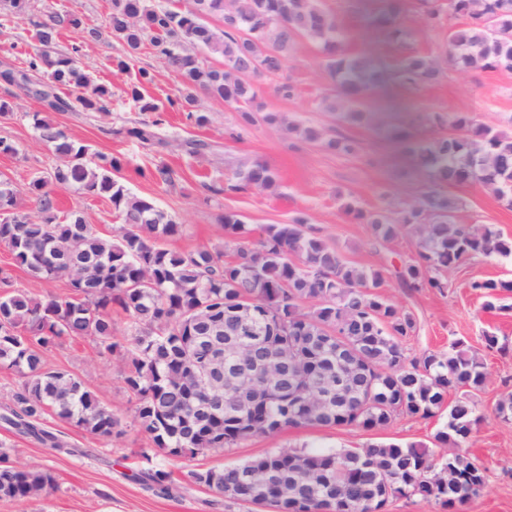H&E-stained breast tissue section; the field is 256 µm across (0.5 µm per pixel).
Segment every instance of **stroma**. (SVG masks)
<instances>
[{"label":"stroma","mask_w":512,"mask_h":512,"mask_svg":"<svg viewBox=\"0 0 512 512\" xmlns=\"http://www.w3.org/2000/svg\"><path fill=\"white\" fill-rule=\"evenodd\" d=\"M406 3L405 35L393 42L369 24L380 0H324L349 34L348 51L371 55L390 73L405 56L451 52L447 27H426L419 20L417 0ZM54 13L78 15L86 26L101 31L100 40L88 48L85 63L94 81L111 89L112 104L107 112H47L21 89L0 83V100L11 105L10 114L0 117V138L18 148L17 154H0V175L10 178L18 189L20 209L33 210L34 202L25 192L28 183L49 177L58 163L52 149L37 140L29 118L30 113L41 111L72 139L90 145L95 152L123 159L121 175L129 191L153 198L182 224V235L169 241V248L223 247L221 217L228 211L241 215L255 228L286 224L296 215H306L348 261L383 271L385 295L416 321L414 333L404 341L409 355L444 350L449 342L461 339L483 359L488 381L477 398L482 419L473 428L467 451L487 468L489 481L463 512H512V424L502 423L493 414L502 395L512 392V311H484L483 298L470 287L476 280L512 279V256L465 261L449 274L448 286L441 292L407 290L401 288L395 271L414 256L412 240L401 236L377 243L370 225L343 208L344 201L350 200L365 211L397 212L426 191L427 172L416 165L399 140L387 137L388 121L430 137L444 132L430 122V115L464 114L475 123L512 135V71L473 69L463 73L448 63L438 83L416 91L390 76L362 102V110L373 115V123L350 124L325 109L323 100L332 95L334 86L319 48L304 39L296 43L285 70L295 88L293 96L282 97L276 91V80L266 79L257 85L256 103L263 111L282 113L291 122L352 139L358 145L355 152L337 153L291 136L285 129L261 121L247 123L233 106L203 95L198 98V110L207 116V123L197 124L182 109L168 107L158 128L162 144L141 143L127 135L128 128L148 118L127 95L134 70L121 72L112 65L125 52L122 41L109 29L112 0H29L24 17L0 27V70L20 67L34 53L38 43L33 23ZM135 65L154 75L146 88L148 96L162 103L181 98L185 87L180 75L168 69L151 46L142 47ZM189 141L201 143L199 153L187 152ZM254 161L275 169L278 181L274 187L210 193V186L223 185L233 169ZM160 165L174 170L173 184L155 180L153 172ZM446 191L461 203L459 223L486 224L512 239V207L490 190L467 183L447 186ZM55 196L59 215L83 212L104 236H111L120 224L107 198L90 197L72 187L56 188ZM488 331L506 343V350L486 349L483 335ZM48 362L80 377L120 418L122 432L104 440L49 414L44 426L69 444L68 450L59 451L0 425V444L11 462L42 464L57 485L55 491L39 499H0V512H247L246 506L191 483L187 472L239 463L273 448H360L379 440L430 447L443 424L439 417L426 420L401 415L379 431L304 427L193 458L171 461L158 455L155 463L171 474L170 488L164 491L142 484L137 477L148 441L134 424L136 400L125 388L120 357L99 356L95 342L89 339L67 340L49 352Z\"/></svg>","instance_id":"stroma-1"}]
</instances>
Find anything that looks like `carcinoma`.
<instances>
[{
	"mask_svg": "<svg viewBox=\"0 0 512 512\" xmlns=\"http://www.w3.org/2000/svg\"><path fill=\"white\" fill-rule=\"evenodd\" d=\"M186 11L166 0H112V35L127 47L116 67L130 69L149 39L155 53L176 71L187 87L185 107H196L195 92L236 106L246 122L256 118L252 104L256 82L283 75L288 56L300 38L316 42L325 68L337 84L346 119L361 121L366 93L387 78L370 57L348 55L344 34L323 0H192ZM27 0H0V26L22 17ZM405 0H382L373 24L391 40L402 35ZM218 15L224 29L208 25ZM421 22L431 28L448 20V43L458 70L512 71V0H423ZM82 33L63 54L57 50L60 29ZM37 52L15 71L14 85L54 112H106L112 93L92 81L84 60L98 31L85 27L75 14L51 15L35 23ZM217 53L221 67L207 66L197 50ZM444 73L441 62L413 55L400 65L402 81L411 86L435 83ZM153 77L138 69V84L129 97L141 112H161L163 105L141 91ZM69 91L63 97L57 90ZM261 120L283 125L286 118L268 112ZM38 139L61 160L50 178H35L26 192L35 209L17 208L18 191L0 178V246L25 270L32 287L13 288L7 278L0 294V369L22 375L12 396L13 407L0 419L18 433L61 450L68 447L43 426L44 416L95 436L122 433L121 420L81 379L49 365L47 355L66 339H91L98 354L124 351L130 371L124 376L135 397V423L153 450L166 457H185L232 448L255 437L289 428L344 426L365 431L387 427L400 415L434 418L447 413L435 434L439 447L466 444L478 421L476 397L486 385L483 360L462 340L448 350L421 359L407 355L402 339L416 327L414 317L379 292L380 270L350 264L327 242L308 218L289 224H267L256 240L241 216L222 217L224 244L234 245V258L224 251L200 247L177 251L167 242L183 232L174 216L147 198L136 196L120 181L123 161L93 152L71 139L56 124L31 115ZM288 124V123H286ZM159 121L143 122L127 134L143 143L160 140ZM452 133L427 142L407 141L406 151L428 170L435 186L415 203L392 216L364 213L356 218L372 226L378 242L399 234L413 239L416 258L396 272L403 287H448L446 274L477 256L512 255V239L489 225L459 224L457 199L437 189L441 184L478 182L512 205V137L478 125L463 114L449 121ZM302 138L351 153L352 141L326 137L311 127L288 124ZM233 189H268L277 183L269 165L256 161L234 169ZM75 186L88 196H108L121 219L110 238L78 213L60 220L53 187ZM65 282V296L40 295L37 288ZM470 288L485 298L488 311H503L500 295L512 292V280L474 281ZM250 302L273 311L284 334L272 328L270 343L288 340V363L299 379L277 390L259 384L268 398L254 420L242 417L233 394L201 384L215 351L209 332L224 338L235 328V311ZM128 319V343L114 339L112 308ZM341 373L351 391L350 403L315 404L322 382ZM454 393L448 399V393ZM496 417L512 423V392L495 406ZM268 470L288 486V495L304 492L297 507L272 490L243 482L245 469ZM191 482L238 503L271 512H370L375 489L388 486V497L418 496L448 512L460 508L487 483L486 468L460 451L442 454L417 445L376 441L362 448L308 450L274 448L251 460L220 468L191 470ZM139 479L166 488L169 473L157 466L141 469ZM56 489L51 473L40 465L14 466L0 448V499L26 501Z\"/></svg>",
	"mask_w": 512,
	"mask_h": 512,
	"instance_id": "carcinoma-1",
	"label": "carcinoma"
}]
</instances>
